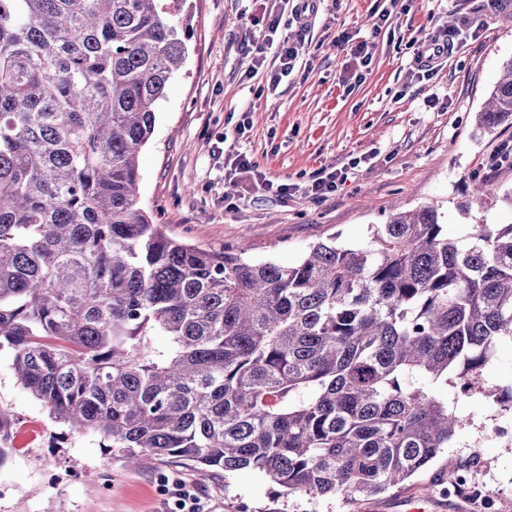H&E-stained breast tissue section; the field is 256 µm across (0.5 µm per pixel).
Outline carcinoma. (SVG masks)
<instances>
[{
  "label": "carcinoma",
  "mask_w": 512,
  "mask_h": 512,
  "mask_svg": "<svg viewBox=\"0 0 512 512\" xmlns=\"http://www.w3.org/2000/svg\"><path fill=\"white\" fill-rule=\"evenodd\" d=\"M184 5L0 0V349L129 467L384 493L455 436L448 381L512 343V224L451 240L422 205L292 265L171 237L139 204L138 156L186 58ZM509 118L512 59L478 121Z\"/></svg>",
  "instance_id": "cac0c4a2"
}]
</instances>
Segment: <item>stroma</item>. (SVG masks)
Wrapping results in <instances>:
<instances>
[{"instance_id": "1", "label": "stroma", "mask_w": 512, "mask_h": 512, "mask_svg": "<svg viewBox=\"0 0 512 512\" xmlns=\"http://www.w3.org/2000/svg\"><path fill=\"white\" fill-rule=\"evenodd\" d=\"M307 46L277 87L265 73L247 78L260 32L252 0H187L193 36L183 67L156 108L153 134L139 154L138 196L174 238L207 249L244 247L256 260L291 265L309 245L338 236L359 244L394 204L435 205L449 237L469 225L512 224V167L486 169L512 144V119L480 128L477 115L504 61L512 58V15L488 0H319ZM388 11L381 32L374 15ZM482 28L421 78L413 40L465 12ZM367 39L361 65L336 43L341 31ZM243 152L276 181L295 185L282 199L253 180L229 184L224 152ZM349 167L337 193L316 200L305 187L320 171ZM495 196L463 211L471 180ZM11 354L0 351V406L14 420L0 461V512H175L172 483L182 479L206 512H482L463 496L438 493L457 469L473 468L491 486L498 512H512V450L494 434L512 408L491 409L478 395L449 386L461 419L452 447L402 486L347 504L341 499L283 497L262 474L232 475L182 461L145 457L139 467L104 452L98 436L69 431L17 381Z\"/></svg>"}]
</instances>
